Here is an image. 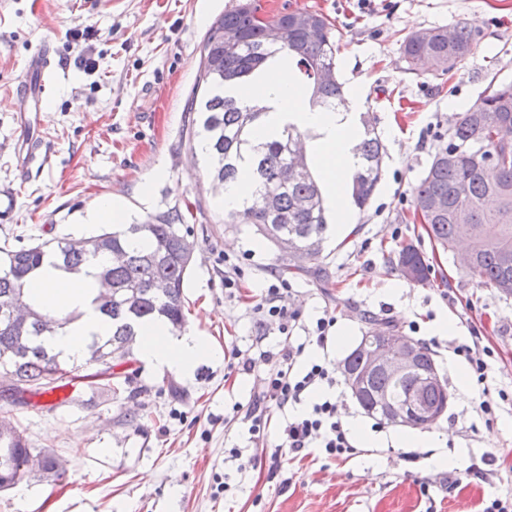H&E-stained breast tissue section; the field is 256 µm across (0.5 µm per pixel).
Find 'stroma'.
I'll return each mask as SVG.
<instances>
[{
  "instance_id": "obj_1",
  "label": "stroma",
  "mask_w": 512,
  "mask_h": 512,
  "mask_svg": "<svg viewBox=\"0 0 512 512\" xmlns=\"http://www.w3.org/2000/svg\"><path fill=\"white\" fill-rule=\"evenodd\" d=\"M241 0H0V243L15 246L90 235L86 215L104 197L120 203L126 221L176 209L197 243L186 280L185 330L209 337L219 359L201 362L188 377L159 371L140 359L116 366L137 398H113L67 380L65 398L35 395L26 407L0 399L28 445L65 460L55 482L30 475L0 491V512H482L512 490V295L478 284L457 250L437 247L413 220L412 186L423 177L452 124L499 84L512 83V0H258L263 14L283 7L322 13L336 36L346 96L369 113L385 148L383 177L364 212H331L336 223L318 259L288 276L290 301L301 319L292 332L318 355L310 339L317 318L330 314L344 358L371 331L389 323L408 332L418 324L451 398L427 447H405L404 428L376 427L347 382H339L342 422L358 419L375 446L358 444L346 459L320 449L270 456L287 410L272 409L269 437L253 443L240 414L261 392L271 367L265 352L281 336L258 325L256 295L286 256L255 225L225 223L192 136L190 104L203 46L212 24ZM476 29L474 52L452 73L409 71L402 47L417 31L459 22ZM51 45L57 81L48 108L24 106L16 89L30 59ZM42 133L44 166L25 167L29 125ZM195 175H188V167ZM430 265L425 282L403 278L389 263L404 244ZM242 269L236 294L224 290V263ZM452 321V335L433 333ZM493 352L486 385L460 382L467 364L460 344ZM508 401H500V393ZM499 405L485 425L474 411L480 396ZM137 423L126 424L130 410ZM242 449L230 460L226 449ZM438 457L448 466H435ZM491 471L489 481L450 486L469 465ZM226 494H216L218 483Z\"/></svg>"
}]
</instances>
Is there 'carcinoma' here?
<instances>
[{"label":"carcinoma","mask_w":512,"mask_h":512,"mask_svg":"<svg viewBox=\"0 0 512 512\" xmlns=\"http://www.w3.org/2000/svg\"><path fill=\"white\" fill-rule=\"evenodd\" d=\"M254 0H244L238 8L224 13L210 28L203 48L198 85L204 96L192 98L190 111L198 113L193 136L203 146V159L211 185L224 187L238 183L243 176L242 205L251 223L265 238L273 234L292 239L311 259L319 257L330 231L323 189L315 175L302 140L311 136L295 124H288L265 142H256L252 130L271 107L257 100L245 102L235 90L263 83L272 64L286 60L295 66L298 86L311 91L312 106L330 109L344 98V85L338 75L336 44L330 24L316 11L295 9L280 12L262 24ZM306 14L315 20L313 28L296 27L292 18ZM240 41L235 51L224 50V32ZM475 45L474 27L454 25V38L448 40L445 28L418 32L403 44V55L410 69L419 71L434 64L446 73L464 61ZM363 132L353 147L354 167L350 181L354 206L365 210L382 178L384 148L369 113L362 112ZM456 154L452 165L438 158ZM440 192L448 200V211L425 219L428 236L442 249L459 240L456 212L477 225L469 240L475 255L471 269L478 282L504 292L512 285V84L479 99L457 119L448 143L435 152L430 166L412 189L414 213ZM274 197L270 211L266 199ZM182 215L163 212L141 224L123 230L63 238L50 245L38 243L13 247L0 246V376L10 380L9 392H43L60 387L70 373L66 362L48 345L47 337L68 318L35 307L28 311L29 322L10 321L13 306L26 304L30 277L43 267L78 272L103 254H116L121 263L103 266L98 280L112 286L111 298L96 295V309L112 320V331L88 345L85 364L96 367L87 376L88 386H101L115 397L127 390L130 378L119 380L111 372L114 363H125L133 354L137 329L145 321L162 319L172 329L184 322V284L191 259L183 256L177 238L183 236ZM406 262L421 268L417 282L427 279L429 265L411 244L402 247L391 263L402 269ZM431 351L419 344L414 370L404 379L392 378L368 369L361 352L354 349L343 364L344 376L364 375L361 408L381 416L378 396L389 395L400 402L413 400L420 408L443 407L449 398L444 385L425 383L434 370ZM52 480H61L64 463L51 453L33 454L16 426L0 420V491L13 488L33 470Z\"/></svg>","instance_id":"1"}]
</instances>
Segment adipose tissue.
I'll return each mask as SVG.
<instances>
[{
  "mask_svg": "<svg viewBox=\"0 0 512 512\" xmlns=\"http://www.w3.org/2000/svg\"><path fill=\"white\" fill-rule=\"evenodd\" d=\"M269 104L275 123L291 121L314 134L322 166L333 187L332 200L342 204L344 173L351 163L350 148L357 138L350 116L352 102H341L331 110L304 107L291 78L281 71L276 75ZM96 272L93 266L78 275L48 267L32 280L29 297L33 304L74 316L73 321L63 325L50 340L51 347L63 356L80 357L93 340L111 332V320L97 312L92 304L96 295ZM136 351L146 363L185 376L191 375L200 360L214 353L206 337L189 331L174 332L164 322L139 328Z\"/></svg>",
  "mask_w": 512,
  "mask_h": 512,
  "instance_id": "adipose-tissue-1",
  "label": "adipose tissue"
}]
</instances>
